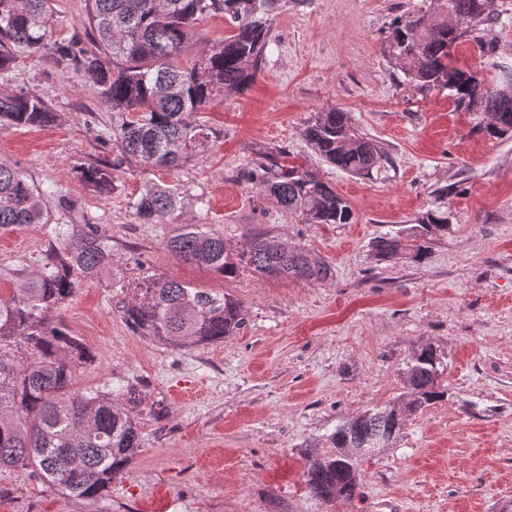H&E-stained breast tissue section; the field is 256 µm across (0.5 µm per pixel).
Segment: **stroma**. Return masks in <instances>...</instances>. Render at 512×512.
I'll return each mask as SVG.
<instances>
[{"label":"stroma","mask_w":512,"mask_h":512,"mask_svg":"<svg viewBox=\"0 0 512 512\" xmlns=\"http://www.w3.org/2000/svg\"><path fill=\"white\" fill-rule=\"evenodd\" d=\"M443 0H288L272 14L261 72L195 116L212 128L174 171L120 162L98 133L120 124L99 89L48 52L15 50L4 88L39 94L56 120L0 125V159L18 163L51 202L50 224L98 225L108 266L57 311L95 357L77 369L76 393L133 388L128 408L140 450L101 500L63 495L51 483L0 467V512H504L512 506V136L485 137L481 113L410 82L388 46L395 24L440 11ZM230 30L211 17L178 58L194 64ZM87 0H53L50 40L93 46ZM349 112L388 159L353 176L304 137L317 113ZM309 170L351 205L349 224H311L281 210L252 181L264 158ZM114 163L103 195L82 168ZM173 186L178 209L157 224L134 202L149 184ZM450 188L447 197L438 191ZM449 229L427 260L387 261L385 233L434 208ZM50 224L0 229V294L40 271ZM183 224L223 235L229 253L269 228L319 254L329 278L265 279L249 268L223 277L182 261L165 242ZM225 292L248 323L224 341L177 348L139 335L123 308L147 278ZM432 345L447 368L448 398L410 416L395 447L365 462L360 493L327 503L304 482L306 441L338 422L399 402L403 369Z\"/></svg>","instance_id":"35a3bbf8"}]
</instances>
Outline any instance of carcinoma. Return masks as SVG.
<instances>
[{
    "mask_svg": "<svg viewBox=\"0 0 512 512\" xmlns=\"http://www.w3.org/2000/svg\"><path fill=\"white\" fill-rule=\"evenodd\" d=\"M51 2L0 0V74L10 70L13 47L49 51L99 87L112 111L125 115L118 128L101 131L112 138L121 159L175 170L209 138L190 115L226 90L247 89L260 72L270 14L279 0H88L97 43L91 50L73 38L46 41ZM493 4L446 0V16L422 14L400 21L389 53L419 87L446 89L455 108L486 113L479 130L501 139L512 134V65L497 60L492 31L498 13ZM217 15L232 32L204 50L192 68L180 67L178 57L194 26ZM467 37L498 70L495 88L454 63L453 51ZM54 119L40 96L0 89V122L42 127ZM305 137L326 162L350 175H367L386 162L378 145L355 130L350 113L339 109L319 113L307 125ZM259 170L260 190L288 213L312 224L353 222L348 201L316 174L285 165L261 164ZM80 175L99 193L112 192V167L92 166ZM50 195L17 166L0 160V228L50 223ZM134 206L141 223L153 224L175 211V191L150 186ZM447 232L448 213L430 210L416 232L405 237L386 234L375 240L373 249L385 260L405 253L422 262L432 241ZM49 235L42 271L27 277L11 297L0 296V466L36 475L70 497L98 499L137 454L138 426L110 391L69 392L76 368L94 363L95 356L50 313L77 293L83 279L98 273L110 250L95 224L84 225L78 235L70 232V225L57 224ZM280 240L273 230L254 233L234 260L224 236L203 231L199 224H183L166 247L181 260L228 278L242 264L264 277L312 283L328 278L330 267L323 258L296 245L281 252ZM124 317L142 334L178 348L221 342L246 325L245 309L231 295L162 278L143 282L140 294L124 307ZM18 345L25 347L21 358L13 354ZM443 372L436 350L420 348L406 363L408 392L401 404L369 409L336 425L326 439L307 445L304 476L310 493L327 502L353 499L360 486V463L373 454L354 456L351 449L376 448L381 453L394 447L408 416L448 397V390L438 384Z\"/></svg>",
    "mask_w": 512,
    "mask_h": 512,
    "instance_id": "carcinoma-1",
    "label": "carcinoma"
}]
</instances>
